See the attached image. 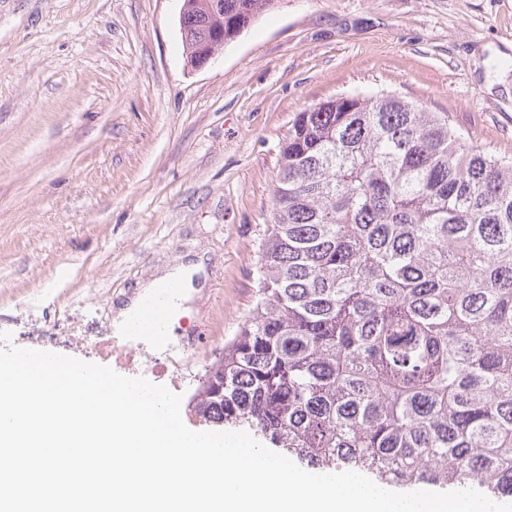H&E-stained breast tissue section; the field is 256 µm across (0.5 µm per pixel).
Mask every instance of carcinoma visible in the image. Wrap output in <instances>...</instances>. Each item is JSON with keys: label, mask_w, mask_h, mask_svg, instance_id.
<instances>
[{"label": "carcinoma", "mask_w": 512, "mask_h": 512, "mask_svg": "<svg viewBox=\"0 0 512 512\" xmlns=\"http://www.w3.org/2000/svg\"><path fill=\"white\" fill-rule=\"evenodd\" d=\"M232 20L276 0H219ZM194 411L310 470L512 497V160L393 92L300 112Z\"/></svg>", "instance_id": "1"}]
</instances>
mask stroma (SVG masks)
<instances>
[{"label":"stroma","mask_w":512,"mask_h":512,"mask_svg":"<svg viewBox=\"0 0 512 512\" xmlns=\"http://www.w3.org/2000/svg\"><path fill=\"white\" fill-rule=\"evenodd\" d=\"M181 0H0V331L121 337V302L180 257L207 284L136 365L87 343L57 353L191 400L247 319L295 116L393 91L512 159V0H277L214 59L188 66ZM205 336L196 360L182 349Z\"/></svg>","instance_id":"obj_1"}]
</instances>
